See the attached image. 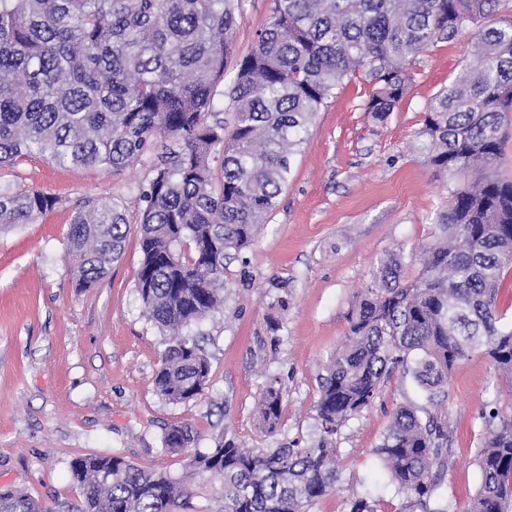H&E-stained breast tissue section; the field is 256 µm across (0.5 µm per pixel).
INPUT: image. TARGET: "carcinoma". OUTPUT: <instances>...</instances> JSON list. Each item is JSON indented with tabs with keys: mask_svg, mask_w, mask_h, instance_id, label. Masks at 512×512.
Wrapping results in <instances>:
<instances>
[{
	"mask_svg": "<svg viewBox=\"0 0 512 512\" xmlns=\"http://www.w3.org/2000/svg\"><path fill=\"white\" fill-rule=\"evenodd\" d=\"M269 25L219 90L243 15L239 0H0V168L31 154L119 171L155 155L139 188L141 262L135 292L163 334L153 383L172 404L197 400L211 366L183 330L224 305V259L248 247L277 209L292 157L320 108L357 75L372 84L365 111L384 122L414 81L425 49L469 40L462 74L427 107L419 149L438 172L482 170L459 188L404 279V253L380 264L346 315L343 348L319 379L320 439L308 448H242L222 432L185 472L143 469L119 452L71 462L80 512H185L197 478L224 489L221 512H309L337 481L332 435L377 397L400 365L434 399L475 351L512 383V326L501 324L503 271L512 267V181L498 177L505 113L512 112V17L502 0H272ZM233 114L224 127V100ZM61 199L0 190V231L33 224ZM128 220L111 199L73 211L66 253L82 287L124 251ZM282 391L271 377L259 403L278 427ZM476 451L481 484L466 512H512V414L493 411ZM194 441L171 428L165 447ZM440 414L401 406L375 453L392 482L426 507L451 455ZM0 512H53L0 489ZM347 512H380L363 494Z\"/></svg>",
	"mask_w": 512,
	"mask_h": 512,
	"instance_id": "cac0c4a2",
	"label": "carcinoma"
}]
</instances>
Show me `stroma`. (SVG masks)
<instances>
[{
	"label": "stroma",
	"instance_id": "obj_1",
	"mask_svg": "<svg viewBox=\"0 0 512 512\" xmlns=\"http://www.w3.org/2000/svg\"><path fill=\"white\" fill-rule=\"evenodd\" d=\"M272 7V0H243L233 59L251 51ZM467 54L463 37L422 52L411 89L384 122L363 111L370 87L359 77L321 108L277 209L253 243L224 262L223 309L190 329L211 365V386L199 400L168 403L152 384L164 345L134 291L138 189L148 162L106 171L34 154L0 169V185L61 200L36 223L0 234V488L27 493L53 512H77L81 496L69 466L80 455L118 452L178 475L189 453L208 452L224 431L247 447L315 443L319 379L344 341L356 293L390 255L438 235L435 217L461 186L427 164L417 140L430 99L459 74ZM105 197L126 210L125 250L103 279L81 288L66 233L77 204ZM271 376L284 399L280 424L267 433L257 402ZM511 402L512 386L478 352L454 367L438 401L395 370L374 402L334 435L336 487L311 512H346L353 496L367 492L383 512H415L413 495L387 482L373 453L401 405L423 419L447 414L452 452L430 505L450 502L465 512L480 483L473 457L487 434L482 414ZM175 426L192 430L189 451L165 448Z\"/></svg>",
	"mask_w": 512,
	"mask_h": 512
}]
</instances>
